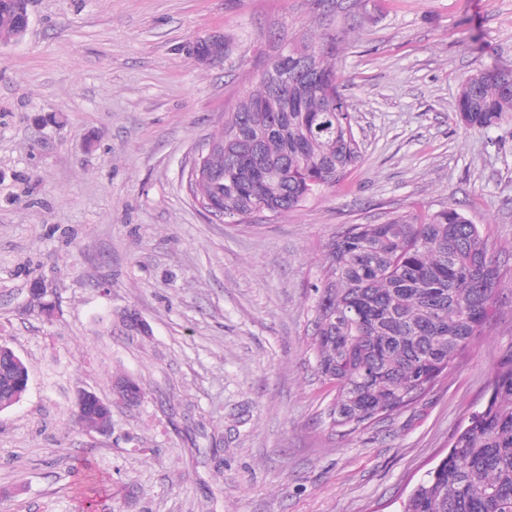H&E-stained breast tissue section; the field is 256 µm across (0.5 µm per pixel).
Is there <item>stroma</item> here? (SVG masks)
I'll list each match as a JSON object with an SVG mask.
<instances>
[{
	"label": "stroma",
	"instance_id": "obj_1",
	"mask_svg": "<svg viewBox=\"0 0 512 512\" xmlns=\"http://www.w3.org/2000/svg\"><path fill=\"white\" fill-rule=\"evenodd\" d=\"M0 45V342L29 370L0 412V512H401L487 400L512 350V113L456 108L472 71L512 68V0H30ZM339 43L363 142L288 215L215 222L184 174L278 46ZM223 34L220 64L189 49ZM452 206L499 246L500 307L414 404L332 434L312 286L342 225ZM42 281L52 302L31 299ZM147 322L129 333L127 311ZM137 379L138 405L113 391ZM83 392L112 432L78 428Z\"/></svg>",
	"mask_w": 512,
	"mask_h": 512
}]
</instances>
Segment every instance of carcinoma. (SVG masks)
Masks as SVG:
<instances>
[{"label": "carcinoma", "instance_id": "cac0c4a2", "mask_svg": "<svg viewBox=\"0 0 512 512\" xmlns=\"http://www.w3.org/2000/svg\"><path fill=\"white\" fill-rule=\"evenodd\" d=\"M25 0H0V38L10 37ZM320 49L309 88L288 87L293 112H276L275 91L257 88L224 115V130L204 155L206 177L189 178L192 199L242 223L278 216L340 183L361 159L351 105L336 79V39L309 35ZM460 121L486 130L512 112V68L465 75ZM279 177L266 180L261 169ZM500 265L480 227L462 212L395 215L379 224H345L323 248L313 285V359L331 397V431L351 434L402 410L432 385L481 334L497 307ZM24 362L0 361V404L22 393ZM117 394L139 401L140 383L117 379ZM112 422L98 399L76 408V423L96 431ZM402 512H512V350L500 361L486 403L474 411L448 455L428 471Z\"/></svg>", "mask_w": 512, "mask_h": 512}]
</instances>
